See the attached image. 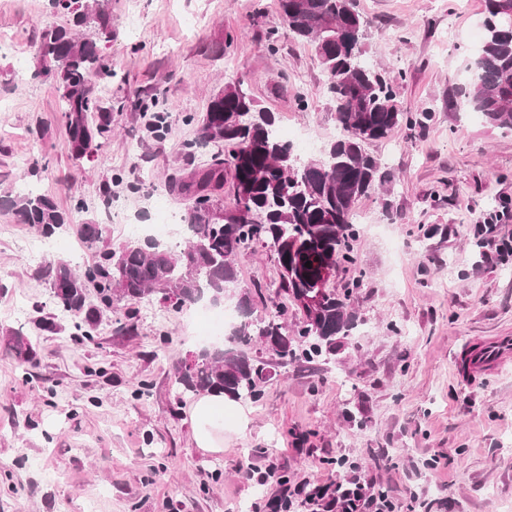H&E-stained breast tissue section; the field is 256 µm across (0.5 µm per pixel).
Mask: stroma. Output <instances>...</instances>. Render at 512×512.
I'll return each instance as SVG.
<instances>
[{
	"mask_svg": "<svg viewBox=\"0 0 512 512\" xmlns=\"http://www.w3.org/2000/svg\"><path fill=\"white\" fill-rule=\"evenodd\" d=\"M48 0H0V189L29 184L114 248L153 235L158 208L184 214L164 191L210 159L194 148L210 93L241 83L279 127L311 135L310 158L334 141L335 105L312 47L289 37L277 0H112L114 75L105 88L112 135L94 165L71 158L54 118L59 95L34 75V43L53 23ZM371 22L365 58L385 69L410 115L368 145L389 175L362 196L352 266L330 282L353 288L358 329L341 364L294 362L260 384L258 401L229 409L224 450L197 448L175 372L198 352L194 306L118 304L93 341L71 336L28 245L34 228L0 210V512H252L279 492L251 470L329 485L352 466L407 512L424 493L429 512H512V363L476 385L459 380L465 345L512 334V259L485 264L483 246L512 238V132L448 107L469 81L483 36L484 0H355ZM277 30L276 48L267 34ZM158 101L168 131H149L142 107ZM49 174L31 173L34 161ZM112 188L104 200L102 185ZM255 318L281 307L275 255L253 244L237 258ZM55 317L57 331L40 329ZM35 341L20 366L14 335Z\"/></svg>",
	"mask_w": 512,
	"mask_h": 512,
	"instance_id": "stroma-1",
	"label": "stroma"
}]
</instances>
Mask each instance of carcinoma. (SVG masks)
Segmentation results:
<instances>
[{
  "label": "carcinoma",
  "mask_w": 512,
  "mask_h": 512,
  "mask_svg": "<svg viewBox=\"0 0 512 512\" xmlns=\"http://www.w3.org/2000/svg\"><path fill=\"white\" fill-rule=\"evenodd\" d=\"M293 38L313 46L336 106L340 134L322 155L305 162L279 131L275 113L258 107L241 87L226 83L209 98L194 145L221 150L211 162L186 177L170 178L165 189L189 199L205 195L210 206H190L183 221L184 247L151 249L129 241L101 253L102 261L84 273L52 258L40 268L48 279L58 311L71 321L72 336L93 340L102 314L89 301L95 293L107 307L114 303L157 302L180 308L237 287L238 253L256 241L259 224L264 242L276 255L279 287L291 298L320 294L315 331L304 327L288 335L283 312L251 319V288L238 293L242 321L229 345L199 358L194 369L176 370L184 392L219 391L229 399L254 401L268 364L252 355L259 342L274 353L278 365L312 362L334 355L356 325L352 294L342 296L325 286L323 264L352 263L350 240L358 235L351 222L355 202L381 188L387 173L367 144L387 138L404 119L392 80L363 59L368 20L353 0H278ZM485 39L469 61L471 83L464 98L483 121L512 130V0H484ZM52 14L64 24L43 29L36 46L35 76L53 83L62 100L57 121L64 129L72 157L95 161L101 140L112 135L111 108L103 106L101 82L112 80V64L101 42L112 38L110 0H49ZM231 177L234 202L224 207L220 192ZM0 208L20 224L46 238L72 225L54 197L36 191L0 192ZM88 245L102 239L98 224L77 225ZM311 267H305V263ZM15 357L32 360L33 341L13 339Z\"/></svg>",
  "instance_id": "1"
}]
</instances>
